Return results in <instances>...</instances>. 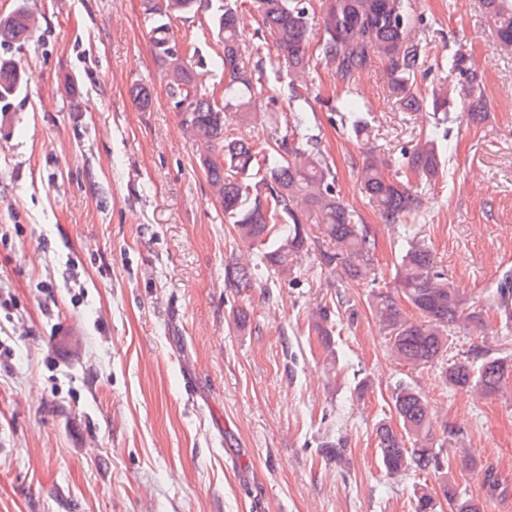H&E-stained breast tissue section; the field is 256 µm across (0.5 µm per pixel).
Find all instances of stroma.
Masks as SVG:
<instances>
[{
  "instance_id": "obj_1",
  "label": "stroma",
  "mask_w": 512,
  "mask_h": 512,
  "mask_svg": "<svg viewBox=\"0 0 512 512\" xmlns=\"http://www.w3.org/2000/svg\"><path fill=\"white\" fill-rule=\"evenodd\" d=\"M21 3L37 27L0 46L24 76L0 101V512H414L423 492L450 512L444 472L483 512H512V382L482 397L446 384L440 366L405 365L369 305L372 288L394 291L401 251L424 246L483 314L477 330L449 329L448 362L512 354L496 304L512 280V48L481 0H409L425 51L403 89L386 61L342 75L318 60L316 29L291 81L273 46L255 52L261 21L243 13L238 44L270 103L233 122V136L271 141L293 122L290 98L308 100L336 191L376 240L375 284L322 265L312 227L292 276L248 288L230 286L225 268L257 246L212 195L144 0H0V14ZM168 28L176 46L221 51L204 18ZM458 53L477 70L478 123L449 73ZM137 84L151 111L136 107ZM439 89L451 106L438 123ZM411 94L421 111L405 108ZM346 96L360 112L339 111ZM427 134L443 164L431 183L409 179L424 205L383 223L358 188L363 154L388 159L392 177ZM321 306L326 341L312 322ZM402 383L445 441L441 472L381 465L377 428L399 429Z\"/></svg>"
}]
</instances>
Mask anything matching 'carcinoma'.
I'll list each match as a JSON object with an SVG mask.
<instances>
[{
    "label": "carcinoma",
    "instance_id": "obj_1",
    "mask_svg": "<svg viewBox=\"0 0 512 512\" xmlns=\"http://www.w3.org/2000/svg\"><path fill=\"white\" fill-rule=\"evenodd\" d=\"M250 5L283 54L288 66L301 72L307 65L309 3L307 0H145V15L153 33L155 54L163 68L170 99L181 122L200 147L199 164L222 209L224 218L238 233L261 247L262 271L270 278L293 274L302 254L309 251L307 227L316 226L324 237L320 247L322 262L342 267L352 278L366 280L374 270L375 240L355 211L339 202L335 174L325 159L309 147L302 132V117L293 114L292 136L296 145L274 144L257 147L234 137L228 131L232 117L247 119L260 111L253 73L242 61L237 45L239 10ZM484 12L499 39L512 45V0H483ZM200 13L207 19L224 45L215 64L224 69V97L210 95L202 84L207 59L184 55L172 45L166 20L189 18ZM414 17L405 0H330L322 16L319 54L336 64L342 74L384 59L390 75L408 81L419 71L423 49L412 37ZM36 28L35 16L20 5L0 17V43L21 42ZM451 72L473 81L469 59L458 54ZM23 88L22 72L10 59L0 58V100L16 95ZM132 96L139 109L150 110V89L137 84ZM463 103L468 118L478 121L482 101L475 90L466 92ZM407 163L428 183L436 178L442 164L431 140L416 145ZM386 163L375 152L364 155L359 171V190L386 224H398L420 211L421 200L415 189L385 175ZM397 290L419 312L420 319L401 318L394 296L389 292L372 294L390 351L413 368L439 362L448 349V327L457 323H481V314L466 307L448 274L437 265L427 248L411 246L399 255ZM257 269L235 263L228 277L235 286H247L256 279ZM498 308L506 322H512V285L500 288ZM453 387L472 389L483 395L500 391L512 376V356H484L480 364L455 362L442 370ZM403 434L387 426L378 428L380 460L385 471L397 475L409 470L441 469L432 429V413L423 398L411 387L398 388L393 396ZM443 497L450 512H481L480 505L455 484L442 479Z\"/></svg>",
    "mask_w": 512,
    "mask_h": 512
}]
</instances>
